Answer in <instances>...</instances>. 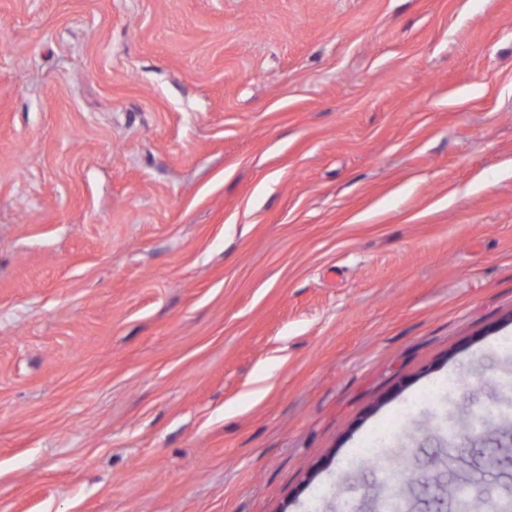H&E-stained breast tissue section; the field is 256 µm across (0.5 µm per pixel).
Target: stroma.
I'll use <instances>...</instances> for the list:
<instances>
[{
	"instance_id": "obj_1",
	"label": "stroma",
	"mask_w": 512,
	"mask_h": 512,
	"mask_svg": "<svg viewBox=\"0 0 512 512\" xmlns=\"http://www.w3.org/2000/svg\"><path fill=\"white\" fill-rule=\"evenodd\" d=\"M509 339L512 0H0V512L512 490Z\"/></svg>"
}]
</instances>
